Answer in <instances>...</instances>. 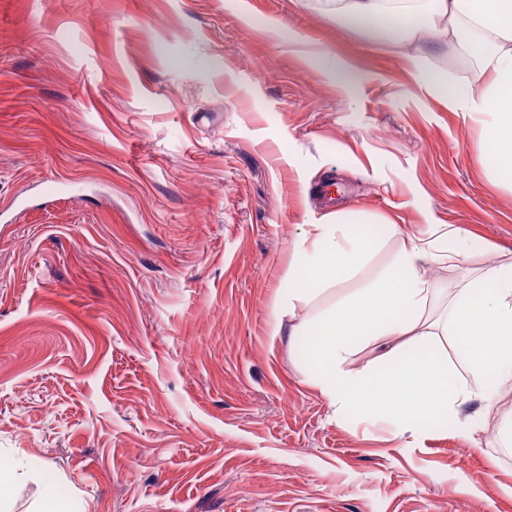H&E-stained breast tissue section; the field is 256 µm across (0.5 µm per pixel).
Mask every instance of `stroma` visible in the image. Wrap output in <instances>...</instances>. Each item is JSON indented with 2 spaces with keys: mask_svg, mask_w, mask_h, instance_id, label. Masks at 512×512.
I'll list each match as a JSON object with an SVG mask.
<instances>
[{
  "mask_svg": "<svg viewBox=\"0 0 512 512\" xmlns=\"http://www.w3.org/2000/svg\"><path fill=\"white\" fill-rule=\"evenodd\" d=\"M321 2L0 0V512H512V392L478 448L337 424L272 307L337 211L399 232L321 308L433 224L470 252L426 278L512 264L482 124Z\"/></svg>",
  "mask_w": 512,
  "mask_h": 512,
  "instance_id": "35a3bbf8",
  "label": "stroma"
}]
</instances>
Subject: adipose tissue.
I'll return each instance as SVG.
<instances>
[{"label": "adipose tissue", "instance_id": "ef3b65f1", "mask_svg": "<svg viewBox=\"0 0 512 512\" xmlns=\"http://www.w3.org/2000/svg\"><path fill=\"white\" fill-rule=\"evenodd\" d=\"M323 8L330 17L374 25L405 42L439 31L466 65L443 76L426 72L421 54L407 61L453 110L487 117V155L497 177L512 182V0H325ZM379 242L370 218L347 211L308 225L294 240L286 286L273 306L302 317L309 381L337 423L357 414L388 423L397 439L418 441L429 418L444 413L463 439L478 445L487 408L512 389V271L488 268L465 287L446 290L422 275L421 264L464 262L465 240L407 236L370 284L316 309L320 294L360 276ZM408 336L447 337L456 358L441 360L423 346L403 357ZM363 342L376 354L365 368H350Z\"/></svg>", "mask_w": 512, "mask_h": 512}]
</instances>
